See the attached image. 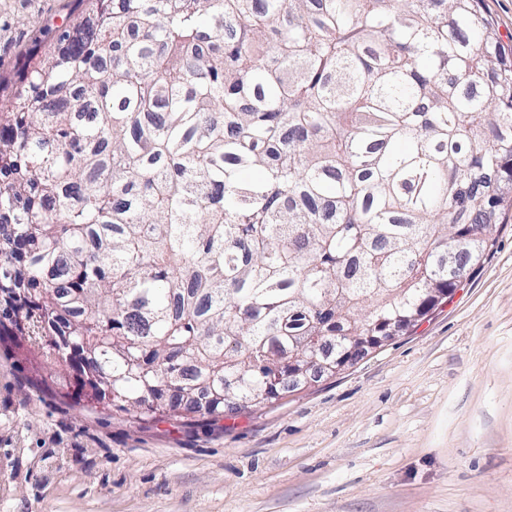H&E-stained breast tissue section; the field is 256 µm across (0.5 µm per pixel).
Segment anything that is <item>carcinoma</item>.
<instances>
[{
	"label": "carcinoma",
	"mask_w": 512,
	"mask_h": 512,
	"mask_svg": "<svg viewBox=\"0 0 512 512\" xmlns=\"http://www.w3.org/2000/svg\"><path fill=\"white\" fill-rule=\"evenodd\" d=\"M79 3L0 94V337L87 406L273 404L305 388L284 358L414 325L496 247L512 57L482 0Z\"/></svg>",
	"instance_id": "1"
}]
</instances>
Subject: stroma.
Here are the masks:
<instances>
[{
  "label": "stroma",
  "instance_id": "1",
  "mask_svg": "<svg viewBox=\"0 0 512 512\" xmlns=\"http://www.w3.org/2000/svg\"><path fill=\"white\" fill-rule=\"evenodd\" d=\"M74 0H0V78ZM482 267L336 376L223 421L139 428L0 341V512H512V210Z\"/></svg>",
  "mask_w": 512,
  "mask_h": 512
}]
</instances>
